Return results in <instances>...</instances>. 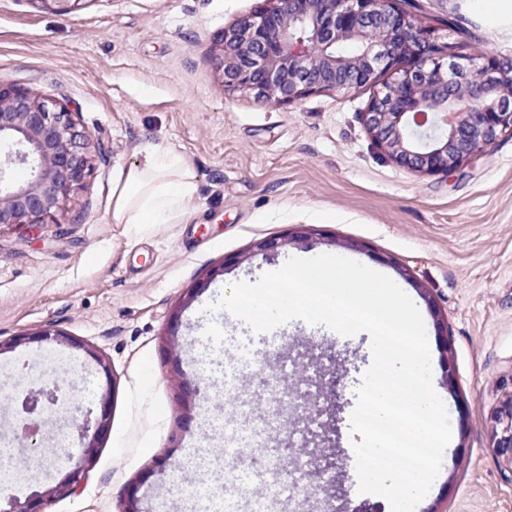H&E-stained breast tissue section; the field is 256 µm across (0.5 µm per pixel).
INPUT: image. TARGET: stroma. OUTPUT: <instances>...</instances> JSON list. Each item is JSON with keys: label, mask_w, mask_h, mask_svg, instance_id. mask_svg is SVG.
<instances>
[{"label": "stroma", "mask_w": 512, "mask_h": 512, "mask_svg": "<svg viewBox=\"0 0 512 512\" xmlns=\"http://www.w3.org/2000/svg\"><path fill=\"white\" fill-rule=\"evenodd\" d=\"M261 0H83L60 13L42 0H0V80L51 95L101 146L66 224L0 225V340L58 329L112 367L111 431L78 490L48 512H119L137 488L142 512H206L224 498V432L271 414L243 349L337 374L336 442L317 454H352L356 389L372 364L371 338L300 319L256 334L225 310L224 288L254 282L291 257L335 254L397 280L419 308L433 386L452 439L416 512H512V469L495 446L494 414L512 396V137L455 173L400 167L361 122L372 87L326 91L275 105L226 88L217 37ZM435 33L454 23L464 53L512 61V24H493L472 0H402ZM154 144L180 154L198 184L179 224H116L118 173ZM313 226L278 256L252 255L254 240ZM195 300H188L190 290ZM170 337L168 352L160 341ZM451 380H444L441 362ZM77 368L85 399L101 381L80 352L29 349L0 355V434H11L12 382L43 367ZM200 391L183 398L180 381ZM238 396L220 400L225 382ZM58 434L16 455L27 482L0 487L25 498L69 471ZM60 458L57 470L41 458ZM306 512H391L358 491L353 465Z\"/></svg>", "instance_id": "obj_1"}]
</instances>
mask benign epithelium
<instances>
[{
  "label": "benign epithelium",
  "mask_w": 512,
  "mask_h": 512,
  "mask_svg": "<svg viewBox=\"0 0 512 512\" xmlns=\"http://www.w3.org/2000/svg\"><path fill=\"white\" fill-rule=\"evenodd\" d=\"M398 0H264L224 29L216 69L224 85L290 105L325 90L373 86L361 120L375 146L414 172H457L496 141L512 137V66L492 55L455 49V34L431 37ZM99 144L78 129L67 105L33 89L0 81V224H64L71 202L93 171ZM27 166L30 178L15 179ZM55 343L80 350L105 379L111 365L95 348L60 331L21 334L0 342V354L19 346ZM336 379L322 412L336 416ZM59 405L58 388L16 393L14 435H43ZM496 447L512 460V396L495 415ZM109 399L87 409L77 424L76 452L64 478L13 498L4 512H46L75 491L109 434Z\"/></svg>",
  "instance_id": "benign-epithelium-1"
}]
</instances>
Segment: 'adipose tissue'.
Returning <instances> with one entry per match:
<instances>
[{
  "label": "adipose tissue",
  "mask_w": 512,
  "mask_h": 512,
  "mask_svg": "<svg viewBox=\"0 0 512 512\" xmlns=\"http://www.w3.org/2000/svg\"><path fill=\"white\" fill-rule=\"evenodd\" d=\"M143 159L122 172L112 189L116 224H176L186 219L197 195V178L178 154L149 144Z\"/></svg>",
  "instance_id": "obj_1"
}]
</instances>
